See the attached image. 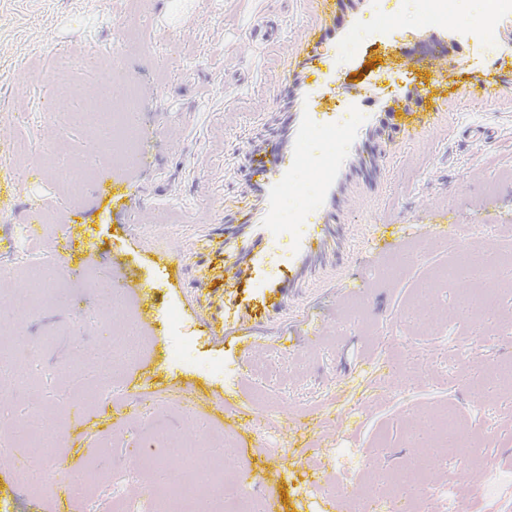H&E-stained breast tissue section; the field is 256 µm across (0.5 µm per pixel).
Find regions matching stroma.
I'll return each instance as SVG.
<instances>
[{"instance_id": "obj_1", "label": "stroma", "mask_w": 512, "mask_h": 512, "mask_svg": "<svg viewBox=\"0 0 512 512\" xmlns=\"http://www.w3.org/2000/svg\"><path fill=\"white\" fill-rule=\"evenodd\" d=\"M453 9L454 28L431 0H0V512L81 480L96 512L151 487L191 512H438L441 486L512 512V5ZM62 55L99 64L58 74ZM102 96L130 99L133 150L54 109ZM275 147L293 159L263 171ZM275 179L289 221L256 274L241 227L274 218ZM314 222L332 231L291 270ZM494 265L473 318L469 272ZM132 280L155 332L120 360ZM217 288L249 356L202 333ZM449 418L473 463L437 447ZM40 452L63 471L27 469Z\"/></svg>"}]
</instances>
